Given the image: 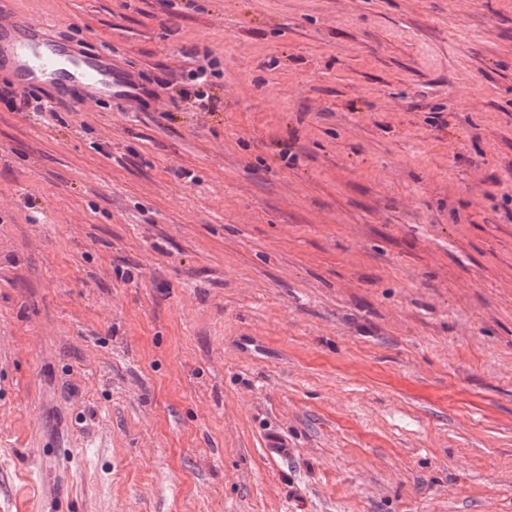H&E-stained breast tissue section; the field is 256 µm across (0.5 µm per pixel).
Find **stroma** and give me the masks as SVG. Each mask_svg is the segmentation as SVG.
<instances>
[{"mask_svg":"<svg viewBox=\"0 0 512 512\" xmlns=\"http://www.w3.org/2000/svg\"><path fill=\"white\" fill-rule=\"evenodd\" d=\"M9 9L0 512H512V0ZM67 62L68 77L59 75L60 66ZM0 68H9L25 86H37L46 80L60 78L59 90L65 93L64 80H72L83 88L88 99L103 96L128 99L139 89L105 52L85 53L54 41L49 26L30 17H0Z\"/></svg>","mask_w":512,"mask_h":512,"instance_id":"1","label":"stroma"}]
</instances>
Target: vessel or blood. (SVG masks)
Returning <instances> with one entry per match:
<instances>
[{
	"mask_svg": "<svg viewBox=\"0 0 512 512\" xmlns=\"http://www.w3.org/2000/svg\"><path fill=\"white\" fill-rule=\"evenodd\" d=\"M69 64L70 80L82 88L85 98L128 99L139 89L114 63L111 54L85 53L54 41L43 21L30 17H0V68L11 69L20 82L36 86L58 76Z\"/></svg>",
	"mask_w": 512,
	"mask_h": 512,
	"instance_id": "obj_1",
	"label": "vessel or blood"
}]
</instances>
